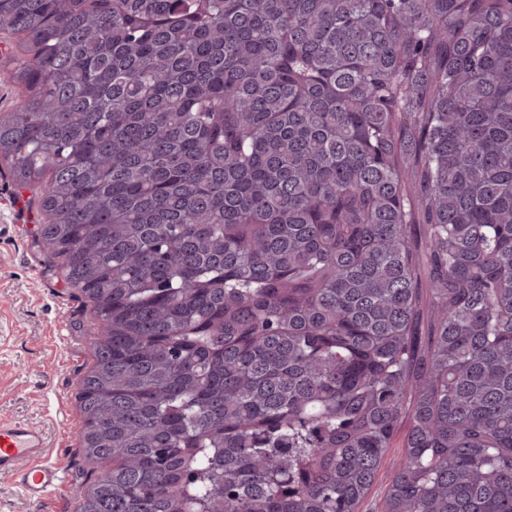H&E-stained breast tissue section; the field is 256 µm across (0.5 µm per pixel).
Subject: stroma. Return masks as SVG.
<instances>
[{
	"label": "stroma",
	"mask_w": 512,
	"mask_h": 512,
	"mask_svg": "<svg viewBox=\"0 0 512 512\" xmlns=\"http://www.w3.org/2000/svg\"><path fill=\"white\" fill-rule=\"evenodd\" d=\"M22 42L19 34L0 35V114L24 105L12 82ZM38 197L37 190H17L0 171V225L17 229L0 239V419L41 425L65 483L33 503L10 479H0V512H76L80 489L102 469L80 450L76 399L77 382L94 363L96 321L80 293L44 262L33 234L43 220Z\"/></svg>",
	"instance_id": "35a3bbf8"
}]
</instances>
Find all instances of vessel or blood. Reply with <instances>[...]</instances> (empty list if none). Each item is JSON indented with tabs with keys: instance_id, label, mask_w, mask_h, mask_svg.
<instances>
[{
	"instance_id": "obj_1",
	"label": "vessel or blood",
	"mask_w": 512,
	"mask_h": 512,
	"mask_svg": "<svg viewBox=\"0 0 512 512\" xmlns=\"http://www.w3.org/2000/svg\"><path fill=\"white\" fill-rule=\"evenodd\" d=\"M0 474L15 478L32 502L43 500L63 482L61 468L48 458L42 430L25 422L0 420Z\"/></svg>"
}]
</instances>
